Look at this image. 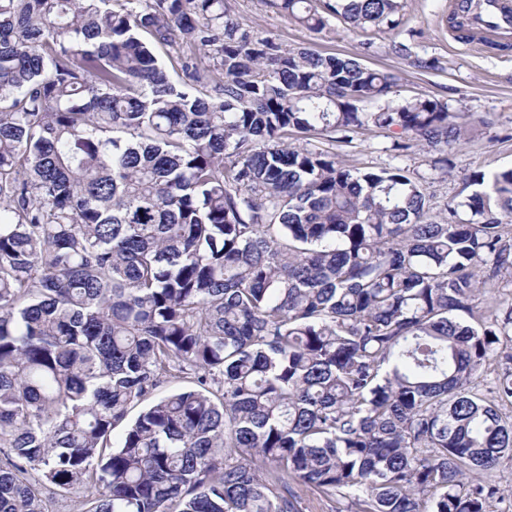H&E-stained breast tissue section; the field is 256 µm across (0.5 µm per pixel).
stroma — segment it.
<instances>
[{
	"label": "stroma",
	"instance_id": "35a3bbf8",
	"mask_svg": "<svg viewBox=\"0 0 512 512\" xmlns=\"http://www.w3.org/2000/svg\"><path fill=\"white\" fill-rule=\"evenodd\" d=\"M452 0H406V24L399 33L353 32L329 18L320 32L288 20L269 0H227L231 11L250 29L270 35L289 48L354 58L365 66L399 76L389 102L422 95L442 100L462 120L477 123L473 137L449 151L448 172L435 170L429 153L411 149L395 156L386 133L367 131L330 151L349 165L379 169L398 165L424 185L435 210L458 203L469 193V176L512 165V48L485 52L464 48L448 26Z\"/></svg>",
	"mask_w": 512,
	"mask_h": 512
}]
</instances>
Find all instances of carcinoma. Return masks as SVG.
Instances as JSON below:
<instances>
[{"instance_id": "1", "label": "carcinoma", "mask_w": 512, "mask_h": 512, "mask_svg": "<svg viewBox=\"0 0 512 512\" xmlns=\"http://www.w3.org/2000/svg\"><path fill=\"white\" fill-rule=\"evenodd\" d=\"M273 2L314 31L404 9ZM397 84L225 0H0V512L512 509V167L433 214L310 146L379 129L448 169L473 127L366 108Z\"/></svg>"}]
</instances>
